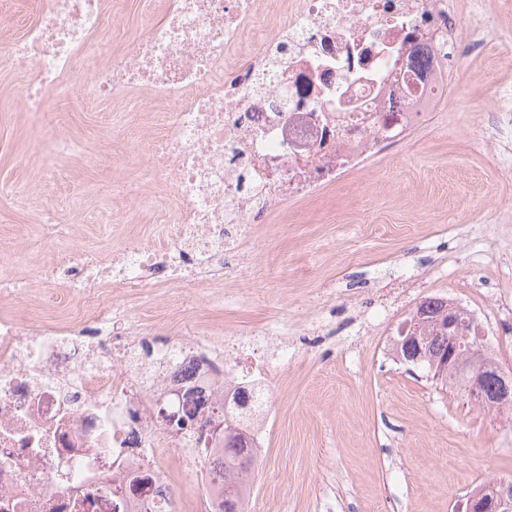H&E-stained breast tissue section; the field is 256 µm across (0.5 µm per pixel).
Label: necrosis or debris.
Masks as SVG:
<instances>
[{"mask_svg":"<svg viewBox=\"0 0 512 512\" xmlns=\"http://www.w3.org/2000/svg\"><path fill=\"white\" fill-rule=\"evenodd\" d=\"M103 0H40L32 26L0 45L24 74L17 100L43 112L48 92L122 104L136 90L171 103L156 116V174L176 202L157 240L124 234L113 252L76 249L28 277L0 281V503L9 512H166L175 476L205 487L199 512H222L252 481L215 475L195 434L162 413L211 415L249 394L262 452L270 361L256 338L177 326L149 337L122 296L223 284L252 217L312 197L365 159L388 154L448 98L455 53L481 44L448 0H167L128 52L97 59ZM77 307L26 309L36 285Z\"/></svg>","mask_w":512,"mask_h":512,"instance_id":"necrosis-or-debris-1","label":"necrosis or debris"}]
</instances>
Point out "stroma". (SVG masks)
Returning <instances> with one entry per match:
<instances>
[{"mask_svg":"<svg viewBox=\"0 0 512 512\" xmlns=\"http://www.w3.org/2000/svg\"><path fill=\"white\" fill-rule=\"evenodd\" d=\"M455 0L462 26L497 37L467 53L462 86L431 119L363 172L343 174L307 199L263 217L250 265L226 276L234 306L193 289L181 330L232 336L276 323L287 361H273L267 446L257 463L250 512H453L489 479L512 476V425L441 390L391 349L399 323L425 298L482 294L500 320L493 350L512 372V154L482 147L499 89L512 88V8ZM39 0H0V39L21 37ZM165 0H105L107 24L90 52L128 51L146 16ZM23 76L0 69V274L58 258L36 217L78 227V246L106 251L127 231L154 233L171 186L153 185L157 208L136 213L114 181L144 180L153 131L132 125L146 96L127 109L54 95L47 112L19 111Z\"/></svg>","mask_w":512,"mask_h":512,"instance_id":"35a3bbf8","label":"stroma"}]
</instances>
